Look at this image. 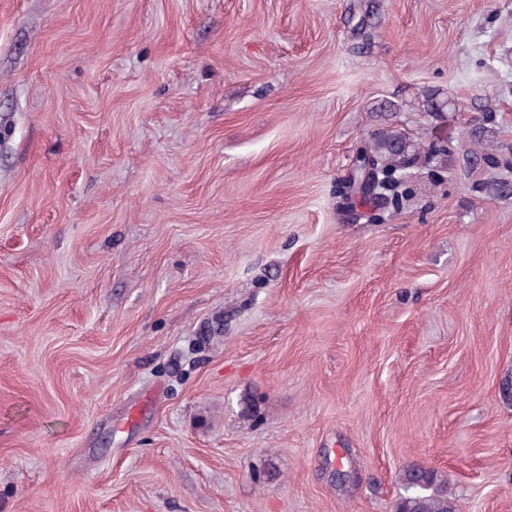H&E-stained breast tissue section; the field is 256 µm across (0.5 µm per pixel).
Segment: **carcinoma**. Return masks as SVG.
Returning a JSON list of instances; mask_svg holds the SVG:
<instances>
[{
	"instance_id": "cac0c4a2",
	"label": "carcinoma",
	"mask_w": 512,
	"mask_h": 512,
	"mask_svg": "<svg viewBox=\"0 0 512 512\" xmlns=\"http://www.w3.org/2000/svg\"><path fill=\"white\" fill-rule=\"evenodd\" d=\"M413 154L406 139L394 133L379 135L368 147L359 151L354 178L376 173L384 178V198L395 204L402 202L404 171L412 165ZM404 495L398 499L395 512H456V505L442 492L445 481L430 469L415 466L402 476Z\"/></svg>"
}]
</instances>
